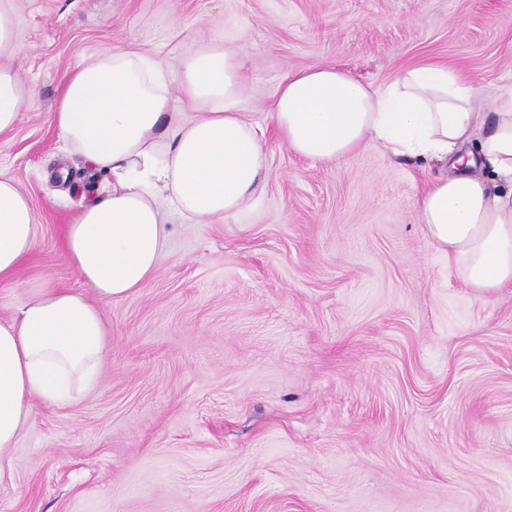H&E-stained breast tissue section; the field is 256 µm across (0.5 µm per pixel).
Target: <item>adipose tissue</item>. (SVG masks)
Listing matches in <instances>:
<instances>
[{"mask_svg": "<svg viewBox=\"0 0 512 512\" xmlns=\"http://www.w3.org/2000/svg\"><path fill=\"white\" fill-rule=\"evenodd\" d=\"M20 52L14 0H0V133L19 122L28 94L12 65ZM244 68L229 42L187 56L180 99L208 109L187 123L149 54L107 49L67 75L53 122L90 168L112 175L62 232L68 262L95 297L33 282L17 314L0 320V448L17 443L33 400L65 406L95 385L108 354L102 307L155 276L170 235L163 206L190 224H218L259 196L268 162L238 110ZM482 94L435 63L381 87L321 65L283 77L271 112L278 138L315 164L369 139L393 156L447 162L449 174L417 195V220L467 286L492 294L512 286V82L492 103ZM40 232L30 198L0 176V284L14 280Z\"/></svg>", "mask_w": 512, "mask_h": 512, "instance_id": "obj_1", "label": "adipose tissue"}]
</instances>
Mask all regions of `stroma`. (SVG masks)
I'll use <instances>...</instances> for the list:
<instances>
[{"label":"stroma","instance_id":"obj_1","mask_svg":"<svg viewBox=\"0 0 512 512\" xmlns=\"http://www.w3.org/2000/svg\"><path fill=\"white\" fill-rule=\"evenodd\" d=\"M29 91L0 175L41 221L0 319L48 279L92 296L62 228L111 176L61 140L66 75L105 48L183 58L233 41L262 133V196L221 224L169 216L156 277L104 305L110 352L74 403L34 404L0 462V512H512V288L448 269L414 201L444 174L366 141L314 164L273 131L286 74L377 86L422 62L493 97L512 81V0H15Z\"/></svg>","mask_w":512,"mask_h":512}]
</instances>
